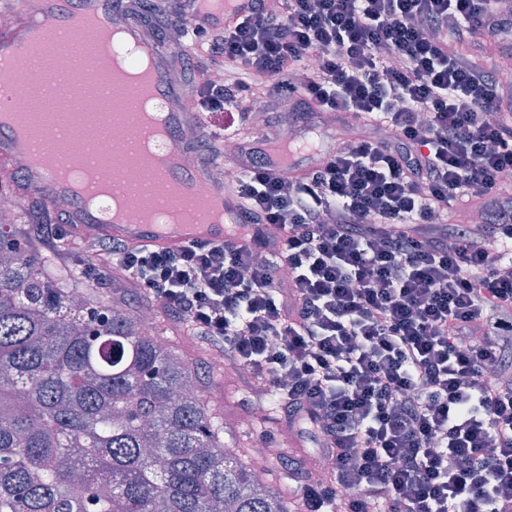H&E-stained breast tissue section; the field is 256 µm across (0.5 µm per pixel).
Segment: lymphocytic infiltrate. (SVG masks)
<instances>
[{
    "label": "lymphocytic infiltrate",
    "mask_w": 512,
    "mask_h": 512,
    "mask_svg": "<svg viewBox=\"0 0 512 512\" xmlns=\"http://www.w3.org/2000/svg\"><path fill=\"white\" fill-rule=\"evenodd\" d=\"M223 27L126 0L209 56L175 71L197 111L238 112L223 242L86 239L120 283L242 369L253 406L311 438L297 512H512V85L466 44L512 33L497 0H255ZM287 109L356 134L291 179L253 149ZM480 220L454 224L452 205Z\"/></svg>",
    "instance_id": "lymphocytic-infiltrate-1"
}]
</instances>
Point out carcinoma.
Masks as SVG:
<instances>
[{
  "label": "carcinoma",
  "instance_id": "obj_1",
  "mask_svg": "<svg viewBox=\"0 0 512 512\" xmlns=\"http://www.w3.org/2000/svg\"><path fill=\"white\" fill-rule=\"evenodd\" d=\"M0 225V512H289L141 313ZM27 244H22V241Z\"/></svg>",
  "mask_w": 512,
  "mask_h": 512
}]
</instances>
